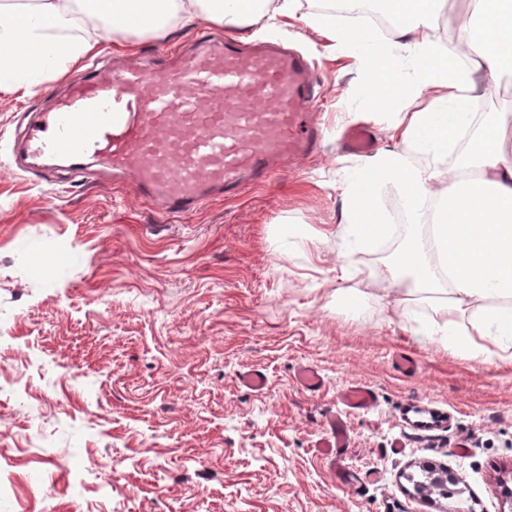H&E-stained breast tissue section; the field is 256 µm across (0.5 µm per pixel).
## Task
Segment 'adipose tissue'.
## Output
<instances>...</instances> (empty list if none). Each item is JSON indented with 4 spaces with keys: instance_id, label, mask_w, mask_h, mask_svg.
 <instances>
[{
    "instance_id": "adipose-tissue-1",
    "label": "adipose tissue",
    "mask_w": 512,
    "mask_h": 512,
    "mask_svg": "<svg viewBox=\"0 0 512 512\" xmlns=\"http://www.w3.org/2000/svg\"><path fill=\"white\" fill-rule=\"evenodd\" d=\"M299 0H0V96L24 99L63 76L103 42L133 32L162 35L178 19L232 30L271 13L295 16ZM442 0H386L392 38L367 27L334 26L326 36L361 71L358 96L378 117L395 101L408 110L389 126L394 148L362 159L343 182L336 229L356 248L382 244L387 226L377 195L394 186L404 218L431 203V247L418 236L396 259L400 278L427 293L437 334L449 347L512 351V138L502 122L478 117L479 80L512 73V0H468L459 20L462 52H437L425 30ZM458 166H448L449 155Z\"/></svg>"
}]
</instances>
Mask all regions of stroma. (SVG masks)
<instances>
[{"mask_svg":"<svg viewBox=\"0 0 512 512\" xmlns=\"http://www.w3.org/2000/svg\"><path fill=\"white\" fill-rule=\"evenodd\" d=\"M465 10L445 0L429 29L440 52L456 51ZM300 13L264 34L316 64L317 156L190 216L106 180L16 170L26 123L66 83L0 100V512H512V360L418 344L434 313L395 276L406 236L374 249L337 237L361 74L328 51L344 17L315 0ZM205 27L133 33L93 60L167 53ZM67 252L79 262L46 276ZM403 353L415 374L397 367ZM304 365L321 392L298 386ZM250 369L263 391L240 384ZM356 384L376 402L344 411L336 395ZM339 412L346 466L374 475L356 489L314 448ZM425 463L456 477L453 496L414 491L406 477Z\"/></svg>","mask_w":512,"mask_h":512,"instance_id":"obj_1","label":"stroma"}]
</instances>
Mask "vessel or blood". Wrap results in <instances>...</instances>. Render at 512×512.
<instances>
[{
  "instance_id": "b4317fda",
  "label": "vessel or blood",
  "mask_w": 512,
  "mask_h": 512,
  "mask_svg": "<svg viewBox=\"0 0 512 512\" xmlns=\"http://www.w3.org/2000/svg\"><path fill=\"white\" fill-rule=\"evenodd\" d=\"M320 100L315 71L301 53L201 33L169 66L148 60L107 75L89 70L29 123L16 163L27 171L35 159L63 161L83 177L108 170L130 179L144 203L183 216L316 154ZM345 145L353 154L374 148L364 127L349 129ZM341 399L366 409L375 394L354 386ZM347 445L343 420L332 418L319 455L338 467Z\"/></svg>"
}]
</instances>
